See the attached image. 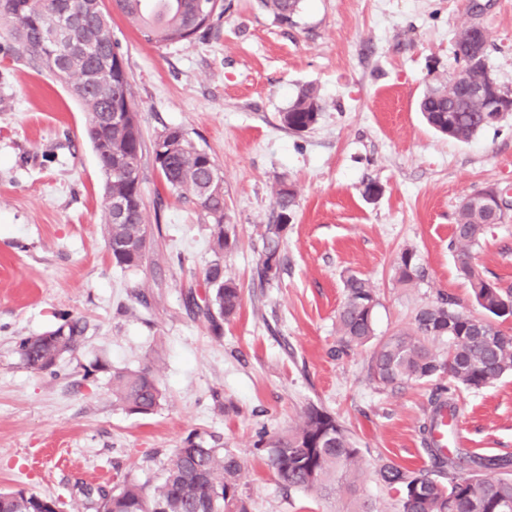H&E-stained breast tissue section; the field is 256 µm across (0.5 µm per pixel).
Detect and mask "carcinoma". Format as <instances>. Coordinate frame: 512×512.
Instances as JSON below:
<instances>
[{
	"instance_id": "cac0c4a2",
	"label": "carcinoma",
	"mask_w": 512,
	"mask_h": 512,
	"mask_svg": "<svg viewBox=\"0 0 512 512\" xmlns=\"http://www.w3.org/2000/svg\"><path fill=\"white\" fill-rule=\"evenodd\" d=\"M121 15L148 44L163 48L192 39L224 16V0H113ZM261 7L281 24L293 22L302 0H259ZM0 31L10 36L21 55L45 71L50 79L68 87L87 112L86 135L96 153L104 180L102 217L112 264L123 270L139 268L151 245L146 206L141 189L143 140L139 115L130 105L131 119L119 125L110 114L116 101L132 98L119 41L112 35V19L102 0H0ZM458 72L428 88L419 111L439 134L467 141L500 122L504 113L491 108L479 112L470 89L477 70L466 66L470 47L455 42ZM321 104L317 92L300 90L281 113L291 132L310 129ZM153 162L167 189L196 205L211 221L215 253L230 245L224 224V178L210 154L196 146L180 128H168L152 144ZM481 188L462 200L455 213L450 249L482 315L476 316L449 296L416 310L413 326L389 336L375 332L376 292L369 280L350 274L343 280L344 301L336 315L337 352L375 342L370 373L381 386L426 382L446 372L453 390L437 395L423 432L432 433L445 410L456 411L453 391L480 389L512 373V333L501 324L512 317V289L487 280L473 261L490 224L503 223L505 211L482 204ZM124 198L127 208L120 220L112 216L107 195ZM295 193L284 183L275 190L276 217L264 225L262 267L278 269L282 238ZM395 281L408 288L422 278L419 257L412 248L402 250L394 262ZM215 287L214 309L205 316L212 330L233 317L241 305V290L224 277L220 262L206 270ZM85 325L69 318L43 336H24L16 353L27 368L55 372L64 357L83 340ZM112 400L130 415L147 416L162 405L164 393L150 367L112 371ZM255 448L266 453L269 466L286 486L323 498L355 494L353 475L362 465V452L346 428L330 414L310 407L288 430L259 436ZM439 472L448 481L420 471L383 464L379 479L400 493L398 512H512V478L501 473L509 461H476L454 450L431 449ZM241 457L229 448L187 439L163 464L160 481L152 488L130 477L115 486L100 485L86 491L93 512H250L248 497L240 490ZM0 512H63V503L25 488L0 491Z\"/></svg>"
}]
</instances>
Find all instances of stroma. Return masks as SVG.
<instances>
[{
	"label": "stroma",
	"mask_w": 512,
	"mask_h": 512,
	"mask_svg": "<svg viewBox=\"0 0 512 512\" xmlns=\"http://www.w3.org/2000/svg\"><path fill=\"white\" fill-rule=\"evenodd\" d=\"M201 36L158 49L121 14V43L142 139L182 128L224 177L233 247L215 254L211 225L171 195L147 149L142 191L152 248L140 269L113 266L102 232V178L84 134L86 114L67 88L19 57L0 35V490L24 485L86 512L83 488L124 475L152 479L191 434L220 440L243 460L251 512H397L399 494L376 478L393 463L434 471L419 427L436 383L377 384L372 346L336 353L343 279L376 290L377 335L411 326L438 294L475 304L448 248L460 201L512 185V112L459 142L423 120L428 87L456 69L454 38L477 23L489 69L512 92V0H303L281 25L256 0ZM322 110L297 135L280 114L303 87ZM296 193L276 272L261 273L262 225L274 190ZM380 189L364 195L367 183ZM416 250L423 279L394 281ZM485 277L512 286V221L491 225L474 248ZM222 259L241 308L220 332L201 311L213 290L205 271ZM86 325L79 349L55 373L15 352L64 316ZM107 369L86 375L96 358ZM151 367L165 400L154 414L112 402L110 372ZM465 452L512 460V373L456 394ZM334 416L363 454L360 497L320 498L277 480L254 443L295 426L309 407Z\"/></svg>",
	"instance_id": "stroma-1"
}]
</instances>
